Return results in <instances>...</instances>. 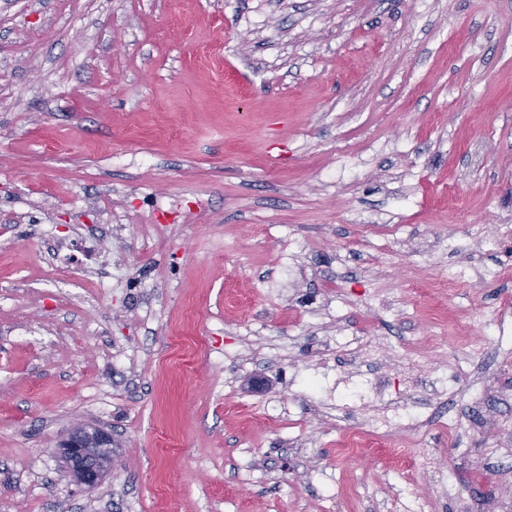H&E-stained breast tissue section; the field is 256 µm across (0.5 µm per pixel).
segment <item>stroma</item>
<instances>
[{
  "label": "stroma",
  "mask_w": 512,
  "mask_h": 512,
  "mask_svg": "<svg viewBox=\"0 0 512 512\" xmlns=\"http://www.w3.org/2000/svg\"><path fill=\"white\" fill-rule=\"evenodd\" d=\"M504 224L512 0H0V512L512 504V363L460 346L512 329ZM410 350L422 417L476 424L427 427L442 491L402 425L338 449ZM435 425L448 432V446L453 448L455 452L463 454L467 451V448H460L462 445L461 438L470 435V425L461 419L439 420ZM57 447L64 463V476L79 485L93 487L112 472V435L104 429H89L77 423ZM413 467L416 473L423 476H432L438 486H447L448 471L441 470L437 459L430 453L420 452L413 455Z\"/></svg>",
  "instance_id": "35a3bbf8"
}]
</instances>
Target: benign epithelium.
<instances>
[{
	"label": "benign epithelium",
	"mask_w": 512,
	"mask_h": 512,
	"mask_svg": "<svg viewBox=\"0 0 512 512\" xmlns=\"http://www.w3.org/2000/svg\"><path fill=\"white\" fill-rule=\"evenodd\" d=\"M64 463V476L79 485L95 486L105 474L112 472V435L100 428L78 423L68 437L58 444Z\"/></svg>",
	"instance_id": "7a95c632"
}]
</instances>
